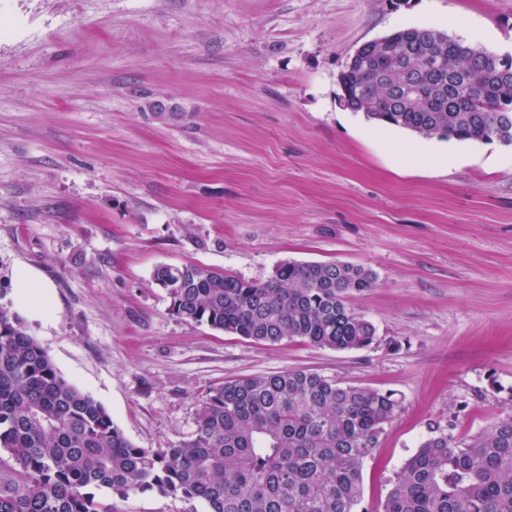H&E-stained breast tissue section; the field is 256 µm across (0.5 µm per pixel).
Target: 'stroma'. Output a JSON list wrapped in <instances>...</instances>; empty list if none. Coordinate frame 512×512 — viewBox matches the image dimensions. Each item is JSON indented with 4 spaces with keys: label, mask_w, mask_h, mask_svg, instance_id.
<instances>
[{
    "label": "stroma",
    "mask_w": 512,
    "mask_h": 512,
    "mask_svg": "<svg viewBox=\"0 0 512 512\" xmlns=\"http://www.w3.org/2000/svg\"><path fill=\"white\" fill-rule=\"evenodd\" d=\"M0 286L58 371L141 448L192 433L229 379L309 369L401 402L363 467L380 512L437 425L512 415V149L425 138L338 103L363 43L436 26L512 54V0H0ZM366 266L359 351L258 344L182 319L152 274L245 281ZM48 285L33 317L11 292ZM112 512H206L96 490ZM15 288L18 295L27 301L34 315L43 313L47 294L42 288H49L47 285L41 284L33 274L22 270L17 275Z\"/></svg>",
    "instance_id": "obj_1"
}]
</instances>
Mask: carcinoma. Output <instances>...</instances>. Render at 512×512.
<instances>
[{
    "mask_svg": "<svg viewBox=\"0 0 512 512\" xmlns=\"http://www.w3.org/2000/svg\"><path fill=\"white\" fill-rule=\"evenodd\" d=\"M338 86L339 103L369 121L512 147V54L434 26L362 44ZM376 280L371 269L341 261H286L252 282L192 263L153 271L183 319L256 343L293 339L342 351L375 341L374 325L347 297ZM399 410L390 392L288 370L213 387L188 439L138 448L0 305V451L12 460L0 512H112L89 487L122 498L182 495L207 512H368L358 509L363 463ZM381 512H512V415L461 446L431 430L395 475Z\"/></svg>",
    "mask_w": 512,
    "mask_h": 512,
    "instance_id": "obj_1",
    "label": "carcinoma"
}]
</instances>
